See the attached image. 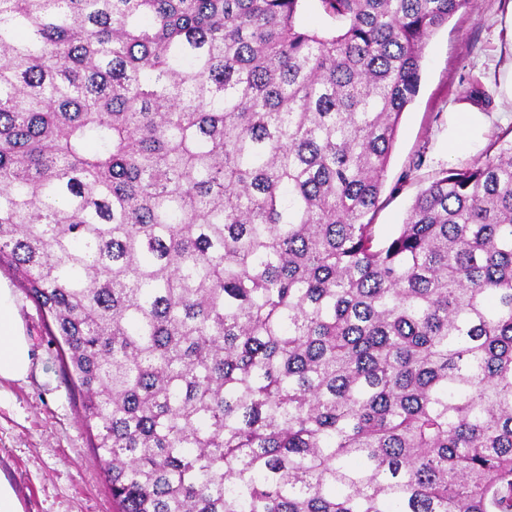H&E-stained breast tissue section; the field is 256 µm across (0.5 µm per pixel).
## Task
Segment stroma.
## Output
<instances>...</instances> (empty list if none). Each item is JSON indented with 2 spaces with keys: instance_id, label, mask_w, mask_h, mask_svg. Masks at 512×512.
Wrapping results in <instances>:
<instances>
[{
  "instance_id": "stroma-1",
  "label": "stroma",
  "mask_w": 512,
  "mask_h": 512,
  "mask_svg": "<svg viewBox=\"0 0 512 512\" xmlns=\"http://www.w3.org/2000/svg\"><path fill=\"white\" fill-rule=\"evenodd\" d=\"M511 7L512 0H473L428 39L419 93L401 117L388 190L373 219L379 237L403 222L428 178L471 162V155L448 152L450 111L461 103L501 111L499 78L512 66ZM0 281L13 291L33 356L25 379L0 381V474L23 512H117L92 448L97 430L85 416L64 347L50 332V317L9 266H0Z\"/></svg>"
}]
</instances>
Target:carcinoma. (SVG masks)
<instances>
[{
    "instance_id": "carcinoma-1",
    "label": "carcinoma",
    "mask_w": 512,
    "mask_h": 512,
    "mask_svg": "<svg viewBox=\"0 0 512 512\" xmlns=\"http://www.w3.org/2000/svg\"><path fill=\"white\" fill-rule=\"evenodd\" d=\"M470 5L0 0V263L120 512H512V139L372 224Z\"/></svg>"
}]
</instances>
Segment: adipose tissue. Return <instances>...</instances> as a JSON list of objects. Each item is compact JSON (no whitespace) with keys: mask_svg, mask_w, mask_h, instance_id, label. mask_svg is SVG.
I'll use <instances>...</instances> for the list:
<instances>
[{"mask_svg":"<svg viewBox=\"0 0 512 512\" xmlns=\"http://www.w3.org/2000/svg\"><path fill=\"white\" fill-rule=\"evenodd\" d=\"M492 123L469 104L454 108L448 121L449 153L475 152ZM32 367L31 344L24 333L11 288L0 282V380H21Z\"/></svg>","mask_w":512,"mask_h":512,"instance_id":"1","label":"adipose tissue"}]
</instances>
